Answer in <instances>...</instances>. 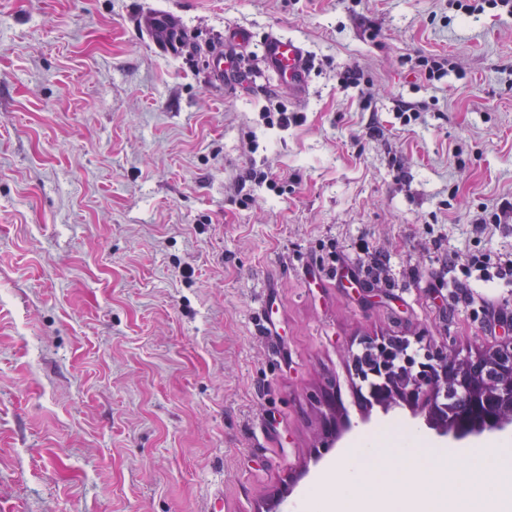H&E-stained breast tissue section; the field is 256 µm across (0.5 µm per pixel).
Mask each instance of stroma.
I'll use <instances>...</instances> for the list:
<instances>
[{
    "label": "stroma",
    "instance_id": "stroma-1",
    "mask_svg": "<svg viewBox=\"0 0 512 512\" xmlns=\"http://www.w3.org/2000/svg\"><path fill=\"white\" fill-rule=\"evenodd\" d=\"M272 34L311 59L303 98L263 71ZM510 253L504 8L0 0V512H284L349 351L497 344L512 277L467 258Z\"/></svg>",
    "mask_w": 512,
    "mask_h": 512
}]
</instances>
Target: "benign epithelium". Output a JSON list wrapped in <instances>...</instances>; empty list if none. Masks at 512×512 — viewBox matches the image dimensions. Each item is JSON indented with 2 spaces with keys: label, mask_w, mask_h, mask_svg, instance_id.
<instances>
[{
  "label": "benign epithelium",
  "mask_w": 512,
  "mask_h": 512,
  "mask_svg": "<svg viewBox=\"0 0 512 512\" xmlns=\"http://www.w3.org/2000/svg\"><path fill=\"white\" fill-rule=\"evenodd\" d=\"M415 344L419 352L410 354V341L402 336L369 338L365 348L370 362L351 355L352 369L365 384L357 394L361 422L353 423L341 408H333L335 395L318 397L332 407L319 456L331 455L347 433L368 422L375 408L387 415L403 407L438 436L457 443L512 432V336L467 360L442 348L430 349L423 336L415 337Z\"/></svg>",
  "instance_id": "benign-epithelium-1"
}]
</instances>
